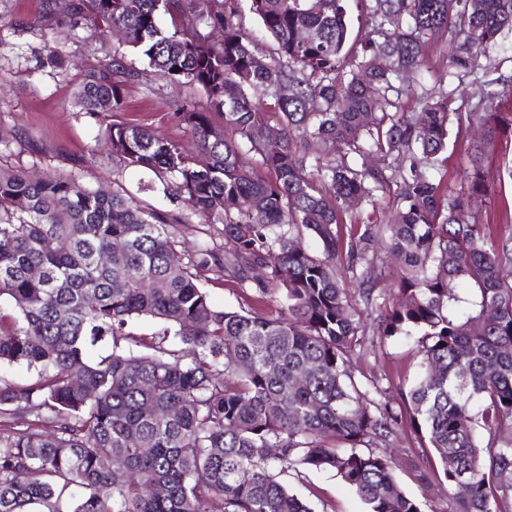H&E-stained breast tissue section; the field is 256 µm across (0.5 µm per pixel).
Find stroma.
Here are the masks:
<instances>
[{
  "instance_id": "35a3bbf8",
  "label": "stroma",
  "mask_w": 512,
  "mask_h": 512,
  "mask_svg": "<svg viewBox=\"0 0 512 512\" xmlns=\"http://www.w3.org/2000/svg\"><path fill=\"white\" fill-rule=\"evenodd\" d=\"M41 8L42 0H0V15L18 21L17 27H0V168L70 175L91 188L108 190L114 166L99 157L103 149L99 131L107 123L137 124L158 137L188 143L176 109L186 101L205 103L204 93L146 74L144 62L130 51L125 60L141 76L128 88L127 110L95 118L79 112L73 94L83 71L105 63L119 42L110 36L99 41L85 28L71 26L60 29L55 41L46 42ZM54 49L69 55L71 66L48 64ZM451 52L446 41L429 43L421 82L423 88L451 92L457 111L467 112L478 101L489 66H497L502 83L512 84V36L492 58L473 57L469 74L461 81L446 75ZM469 166L466 136L454 132L446 160L432 176L455 195L466 187ZM418 361L416 337L382 341L371 335L354 360V373L363 381H380L394 395L414 382ZM397 446L395 472L405 491L420 499L426 512H448L434 451L420 447L410 433L402 434ZM281 480L316 512H363L360 500L334 472L291 471Z\"/></svg>"
}]
</instances>
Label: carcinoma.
I'll return each mask as SVG.
<instances>
[{
	"label": "carcinoma",
	"mask_w": 512,
	"mask_h": 512,
	"mask_svg": "<svg viewBox=\"0 0 512 512\" xmlns=\"http://www.w3.org/2000/svg\"><path fill=\"white\" fill-rule=\"evenodd\" d=\"M345 2L43 0L50 33L77 19L120 27L156 76L207 103L178 113L192 151L135 125L101 130L170 209L143 206L118 170L103 192L0 169V366L36 372L0 378V512H314L277 480L289 470L335 472L364 512H423L387 451L405 428L436 452L451 512H512V214L469 215L495 195L484 158L512 130V85L487 80L464 116L443 91L411 115L394 100L420 85L429 42L456 45V76L500 47L512 0H357L371 21L360 42ZM244 7L271 51L243 28ZM137 76L116 51L75 104L122 112ZM455 118L482 137L450 199L424 168ZM378 155L399 164L374 166ZM393 185L386 223L344 239L339 225ZM184 224L221 226L224 249L186 248ZM383 248L400 273L376 295ZM210 269L255 306L216 307ZM272 295L280 311H259ZM376 297L379 338L418 336V377L397 406L352 369ZM141 317L159 329L136 336ZM105 340L112 352L93 359Z\"/></svg>",
	"instance_id": "obj_1"
}]
</instances>
